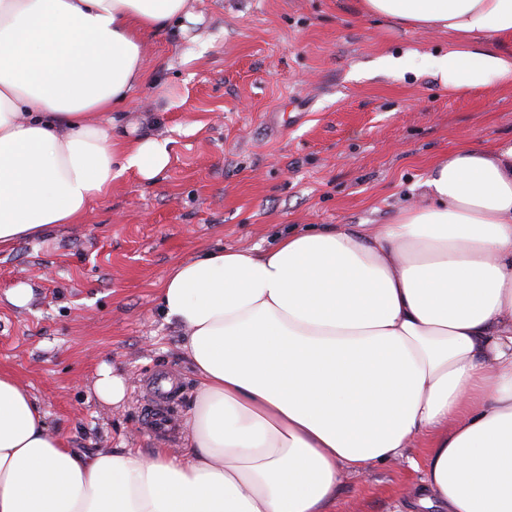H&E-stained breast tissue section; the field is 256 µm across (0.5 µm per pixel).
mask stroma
I'll use <instances>...</instances> for the list:
<instances>
[{"mask_svg":"<svg viewBox=\"0 0 512 512\" xmlns=\"http://www.w3.org/2000/svg\"><path fill=\"white\" fill-rule=\"evenodd\" d=\"M199 23L147 39V77L125 106L170 141L155 182L126 175L77 224L0 251V371L38 400L73 448L181 451L145 430L147 386L196 376L158 295L202 251L269 247L309 224L389 223L421 201L431 165L462 146L512 144V85L451 91L420 61L457 37L362 13L360 0H198ZM410 56L415 71L383 70ZM172 88L173 101L160 94ZM24 287L26 304L11 301ZM129 380L117 406L91 391L101 363ZM422 475L382 464L349 479L329 512H423Z\"/></svg>","mask_w":512,"mask_h":512,"instance_id":"obj_1","label":"stroma"}]
</instances>
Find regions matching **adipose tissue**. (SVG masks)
<instances>
[{
  "label": "adipose tissue",
  "instance_id": "ef3b65f1",
  "mask_svg": "<svg viewBox=\"0 0 512 512\" xmlns=\"http://www.w3.org/2000/svg\"><path fill=\"white\" fill-rule=\"evenodd\" d=\"M195 0H0V250L76 224L169 141L101 123L146 78V38ZM448 32L444 85L512 83V0H361ZM390 223L309 227L191 256L163 278L198 385L183 453L68 447L0 372V512H328L375 466L420 507L512 512V145L461 147ZM426 442L422 459L410 448Z\"/></svg>",
  "mask_w": 512,
  "mask_h": 512
}]
</instances>
